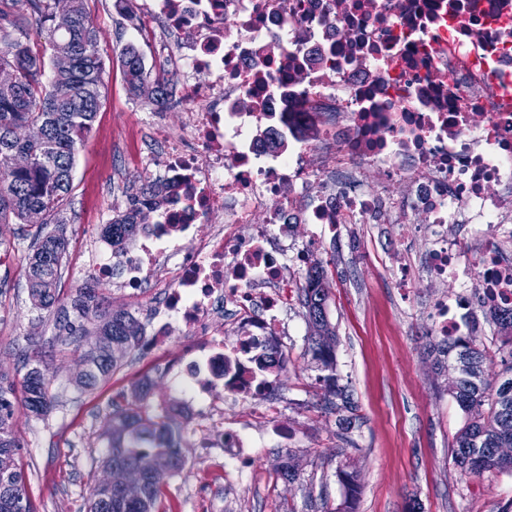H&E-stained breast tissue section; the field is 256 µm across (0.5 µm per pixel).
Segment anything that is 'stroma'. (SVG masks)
I'll list each match as a JSON object with an SVG mask.
<instances>
[{
    "instance_id": "stroma-1",
    "label": "stroma",
    "mask_w": 512,
    "mask_h": 512,
    "mask_svg": "<svg viewBox=\"0 0 512 512\" xmlns=\"http://www.w3.org/2000/svg\"><path fill=\"white\" fill-rule=\"evenodd\" d=\"M114 0H86L98 30L105 63L102 106L79 150L74 168L69 221L63 229L68 248L62 262V288H98L115 310H146L152 288H124L119 277L99 280L95 263L110 259L103 227L129 205L127 181L152 150L147 97L130 93L120 50L134 43L149 75L165 70L163 53L145 30L127 26ZM401 224H344L337 233L310 224L293 228L296 247L312 248L327 272L330 318L336 326V375L359 405V418L341 429L338 415L322 400L320 366L306 350L309 326L297 299L284 314L286 367L270 390L250 395L252 418L224 409V394L212 392L217 410L201 415L184 438L186 466L167 481L165 512H342L345 490L338 471L356 472L360 493L353 512H512V473L463 474L453 463L463 414L448 393V376L437 373L427 353L433 336L425 308L438 298L462 294L461 281H422L401 296L394 277L415 250L417 236ZM30 240L17 225L0 230V369L22 379L30 342L46 352L45 369L57 404L46 417L17 415L15 432L23 448L19 461L37 512H82L104 472L99 458L111 431L108 413L117 391L142 376L154 382V407L184 404L192 394L180 373V343L146 345L88 393L76 390L84 368L85 345L60 346L53 314L32 310L25 257ZM288 425L289 442L273 432ZM237 430L255 442L248 457L225 455L219 443ZM215 447H207L206 439ZM292 456L295 482L282 479L277 465Z\"/></svg>"
}]
</instances>
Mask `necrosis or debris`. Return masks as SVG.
I'll list each match as a JSON object with an SVG mask.
<instances>
[{
    "mask_svg": "<svg viewBox=\"0 0 512 512\" xmlns=\"http://www.w3.org/2000/svg\"><path fill=\"white\" fill-rule=\"evenodd\" d=\"M136 14L171 48L183 120L152 126L166 202L97 271L118 263L125 287L162 289L153 335L201 352L183 369L198 395L220 387L244 408L282 366L281 314L313 258L289 256L296 224L423 220L421 267L403 264L397 287L461 276L485 308L512 305V0H138ZM195 224L211 236L193 241ZM476 224L495 236L471 270ZM228 303L224 341L213 324ZM469 308L434 301L435 335H469Z\"/></svg>",
    "mask_w": 512,
    "mask_h": 512,
    "instance_id": "1",
    "label": "necrosis or debris"
}]
</instances>
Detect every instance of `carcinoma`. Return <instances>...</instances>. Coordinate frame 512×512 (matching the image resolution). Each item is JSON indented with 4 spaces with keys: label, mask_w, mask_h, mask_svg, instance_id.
Masks as SVG:
<instances>
[{
    "label": "carcinoma",
    "mask_w": 512,
    "mask_h": 512,
    "mask_svg": "<svg viewBox=\"0 0 512 512\" xmlns=\"http://www.w3.org/2000/svg\"><path fill=\"white\" fill-rule=\"evenodd\" d=\"M54 0H0V70L9 69L15 82L0 87V224H24L29 211L41 210L44 226L33 236L27 255L28 297L36 311L57 309L56 328L62 343L80 344L95 337L84 360L89 369L75 380L77 390L91 391L123 365V359L143 347L145 336L138 319L128 310L114 311L106 297L94 288L77 290L71 309H65L60 295L61 263L67 251L62 229L46 230L48 224H63L64 211L73 188L76 155L85 135L92 128L102 105L104 62L98 51V34L85 8V0H71L68 26L56 23ZM33 20L47 28L45 46L35 49L26 40L24 24ZM73 57L71 69L59 71L54 58ZM120 58L126 82L137 96L147 82V74L137 47L125 44ZM39 124L46 129V141L27 143L15 137L24 125ZM31 156L24 170L12 168L13 152ZM163 193L159 184H147L130 198V207L105 225L103 234L115 248L128 245L146 228L148 198L158 201ZM298 300L311 328L308 351L326 375L325 406L350 422L357 405L339 385L336 376V326L329 312L330 288L321 262L307 266ZM498 331L512 341V308L489 313ZM437 370L451 369L455 377L448 393L465 415V424L453 444V462L461 472L480 477L487 472H512V456L498 455L499 448H512V361L497 373H490L492 359L472 336L438 338L430 344ZM39 352L25 358L27 372L22 382V400L8 374L0 373V456L14 460L13 470L0 474V512H36L27 492L26 476L16 463L22 444L13 426L18 411L42 417L50 410L53 397L49 381L43 377ZM149 379L131 388L134 402L125 392L112 399L108 414L112 437L103 467H125L143 477L141 495L127 498L117 488L93 486L87 512H159L164 485L153 480L157 470L171 479L186 465L182 429L172 416L171 407L163 415L152 412Z\"/></svg>",
    "instance_id": "obj_1"
}]
</instances>
